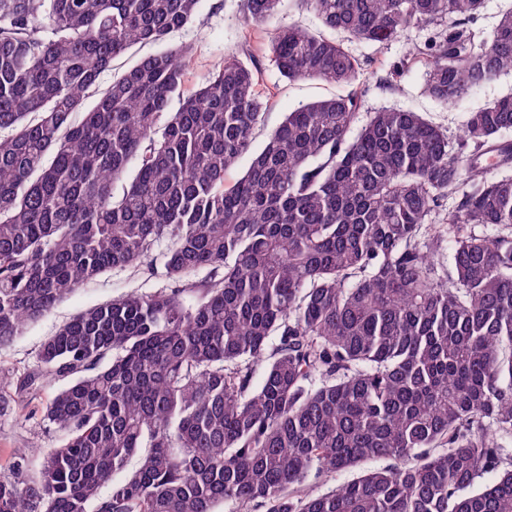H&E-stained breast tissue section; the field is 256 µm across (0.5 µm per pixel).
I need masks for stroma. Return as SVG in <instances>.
Returning a JSON list of instances; mask_svg holds the SVG:
<instances>
[{"mask_svg": "<svg viewBox=\"0 0 512 512\" xmlns=\"http://www.w3.org/2000/svg\"><path fill=\"white\" fill-rule=\"evenodd\" d=\"M201 13L204 29H183L169 36L173 46L189 44L193 47L194 66L186 86L194 88L224 57L235 51L243 36H250L255 54L263 62V82L271 92L268 108L255 131V146H262L267 135L283 120L286 113L302 104L339 93L340 88L322 81H287L278 73L270 58L268 42L274 30L296 25L311 31L319 30L320 23L311 12L284 7L263 28L247 30L239 7V0H202ZM432 28H411L399 37L382 45L350 43L356 56L370 60L372 76L363 78L358 87L362 105L353 126L361 128L373 112L385 108L410 109L442 126L449 136H458L466 113L476 111L487 102L512 93V72H506L486 82L480 88L466 93L456 106L448 107L433 99L425 89L427 66L424 60L406 61L413 45L435 37ZM393 74L394 85L379 86L378 76ZM162 272L148 274L143 268L111 269L85 284L61 301L50 313L32 324L22 336L0 349V375L21 373L33 368L44 341L72 317L87 308L102 305L131 293L148 294L162 288ZM61 431L43 419L40 402L24 403L10 393L0 394V482L16 481L18 475L37 476L42 457L41 449L59 447ZM24 450L26 459L22 471L12 467L16 450Z\"/></svg>", "mask_w": 512, "mask_h": 512, "instance_id": "1", "label": "stroma"}]
</instances>
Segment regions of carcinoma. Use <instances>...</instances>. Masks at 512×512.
I'll return each mask as SVG.
<instances>
[{
  "mask_svg": "<svg viewBox=\"0 0 512 512\" xmlns=\"http://www.w3.org/2000/svg\"><path fill=\"white\" fill-rule=\"evenodd\" d=\"M281 2L241 0L246 24ZM293 2L350 42L443 27L410 57L447 105L512 70V10L486 39L470 27L485 0ZM200 3L0 0V347L104 271L153 265L164 240L168 282L77 314L0 378L24 402L64 382L42 413L65 436L37 478L0 482V512H512V177L492 172L512 166V95L454 143L403 109L351 134L352 89L287 113L254 152L256 56L188 92L192 47L165 46ZM137 45L159 50L100 89ZM269 50L289 81L351 85L363 66L296 26ZM436 222L448 281L417 243ZM437 231L443 236V241L441 243V248L436 256V261L438 263V271L441 275H447L448 269L452 265V255H453V238L448 235V225L444 224H436Z\"/></svg>",
  "mask_w": 512,
  "mask_h": 512,
  "instance_id": "carcinoma-1",
  "label": "carcinoma"
}]
</instances>
